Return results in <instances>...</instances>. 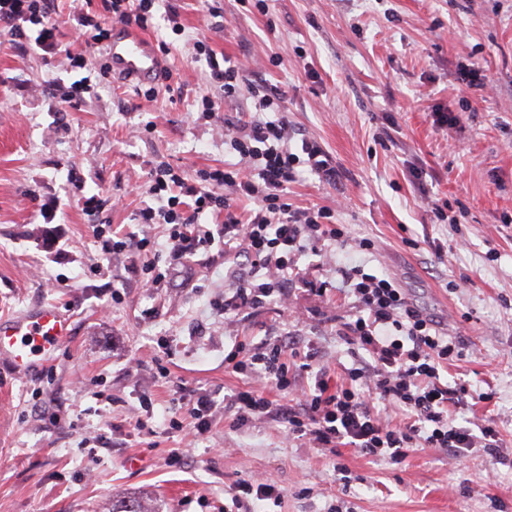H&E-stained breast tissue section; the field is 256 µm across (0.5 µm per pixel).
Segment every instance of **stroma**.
Here are the masks:
<instances>
[{"mask_svg": "<svg viewBox=\"0 0 512 512\" xmlns=\"http://www.w3.org/2000/svg\"><path fill=\"white\" fill-rule=\"evenodd\" d=\"M267 4L263 14L252 0H155L148 35L168 48L182 89L173 102L137 96L85 46L80 17L110 19L108 0H50L52 23L26 25L22 39L0 29V318L52 302L74 327L30 376L0 361V512H107L112 498L143 494L158 512H512V0ZM200 39L244 68L233 102L196 57ZM465 69L482 86L464 88ZM258 86L284 91L291 148L314 142L336 167L335 181L301 167L288 185L293 207L331 209L347 232L298 259L326 295L296 282L287 305L225 313L232 290L215 248L160 286L129 280L149 253L104 257L93 227L135 233L142 207H167V195L147 192L155 166L191 184L197 170L240 163L224 117L254 116ZM205 96L217 105L209 116ZM438 112L456 124L437 126ZM365 238L371 250H359ZM355 263L463 337L447 377L492 399L449 419H492L503 458L426 448L395 465L355 448L335 454L285 441L267 416L232 428L220 406L195 441L171 430L177 385L266 389L224 357L267 335L311 340L332 384H344L359 356L339 337L353 309L338 270ZM43 401L53 415L35 411ZM176 448L184 465L169 462ZM258 479L279 500L239 493Z\"/></svg>", "mask_w": 512, "mask_h": 512, "instance_id": "obj_1", "label": "stroma"}]
</instances>
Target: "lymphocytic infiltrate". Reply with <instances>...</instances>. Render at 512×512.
<instances>
[{"mask_svg": "<svg viewBox=\"0 0 512 512\" xmlns=\"http://www.w3.org/2000/svg\"><path fill=\"white\" fill-rule=\"evenodd\" d=\"M282 99L278 88L263 89L255 104L257 117L224 121L231 133L229 145L248 160V169H203L192 185L178 178L172 167L157 170L150 175V192L157 195L173 185L181 194L170 197L167 207L148 206L139 213L145 230L154 224L170 225L169 264L187 262L216 244L226 256L249 260L252 273L237 280L232 296L224 301L228 311L251 309L269 298L286 300L300 252L345 240L344 228L333 223L330 210L299 212L288 201V185L298 166L328 181L335 179L336 169L313 142L302 141L300 152H292L286 120H264V113L279 111ZM235 194L255 201L249 218H242L233 205ZM184 196L189 203L182 212L178 205ZM207 209L222 214L223 223H198V214ZM341 279L356 303L354 319L344 324L343 339L366 355L349 369V385L330 387L327 369L314 366L315 355L307 351L306 340L268 336L239 345L237 352L225 356L226 368L247 378L262 376L278 397L270 399L267 391L258 389L228 395L223 403L233 412L234 424L272 415L284 423L289 438L305 437L333 451L356 448L397 464L421 448H438L458 457L472 448L498 453L501 443L493 422L473 430L448 421L451 408L491 398L490 393L457 387L443 378L449 360L461 354V340L441 333L437 322L413 307L391 279L358 266L342 268ZM305 376L310 385L297 388L298 379ZM376 400L405 409L408 422L399 427L385 423L372 407ZM172 403L183 412L173 421V430L194 437L209 431L216 406L213 397L196 396L181 385Z\"/></svg>", "mask_w": 512, "mask_h": 512, "instance_id": "1", "label": "lymphocytic infiltrate"}]
</instances>
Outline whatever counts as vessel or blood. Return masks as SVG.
Wrapping results in <instances>:
<instances>
[{
  "mask_svg": "<svg viewBox=\"0 0 512 512\" xmlns=\"http://www.w3.org/2000/svg\"><path fill=\"white\" fill-rule=\"evenodd\" d=\"M104 52L113 78L127 84L157 82L165 71L153 42L127 23L113 24L112 40ZM72 332L71 318L52 304L0 319V360L7 362L14 375L32 374L54 359Z\"/></svg>",
  "mask_w": 512,
  "mask_h": 512,
  "instance_id": "1",
  "label": "vessel or blood"
}]
</instances>
